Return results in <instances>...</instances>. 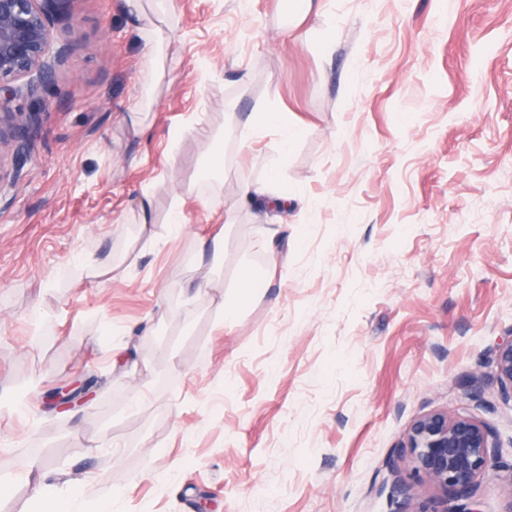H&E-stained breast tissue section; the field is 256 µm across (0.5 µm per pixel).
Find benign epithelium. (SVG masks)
Wrapping results in <instances>:
<instances>
[{
	"label": "benign epithelium",
	"instance_id": "1",
	"mask_svg": "<svg viewBox=\"0 0 512 512\" xmlns=\"http://www.w3.org/2000/svg\"><path fill=\"white\" fill-rule=\"evenodd\" d=\"M69 0H0V188L20 175L30 145L39 129V117L15 105L20 97L35 96L55 78L63 51L50 55L54 26L71 20ZM499 395L512 403V340L495 353ZM86 387L59 389L50 398L65 406ZM411 465L408 476L394 470L395 485L403 496L400 512H479L485 479L503 468V446L496 431L468 414L436 409L417 416L401 444ZM443 492L440 498L414 496L417 483Z\"/></svg>",
	"mask_w": 512,
	"mask_h": 512
}]
</instances>
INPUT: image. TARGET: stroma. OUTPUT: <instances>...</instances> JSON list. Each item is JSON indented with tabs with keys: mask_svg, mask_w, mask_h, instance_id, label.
I'll return each instance as SVG.
<instances>
[{
	"mask_svg": "<svg viewBox=\"0 0 512 512\" xmlns=\"http://www.w3.org/2000/svg\"><path fill=\"white\" fill-rule=\"evenodd\" d=\"M168 8L179 41L145 137L125 0H70L54 82L18 101L41 126L0 189V512H36L45 473L80 512H397L417 416L468 413L512 445L494 369L512 339V0ZM267 112L291 147L250 129ZM204 128L223 135L210 185ZM248 185L288 210L240 206ZM77 380L90 398L49 408Z\"/></svg>",
	"mask_w": 512,
	"mask_h": 512,
	"instance_id": "stroma-1",
	"label": "stroma"
}]
</instances>
